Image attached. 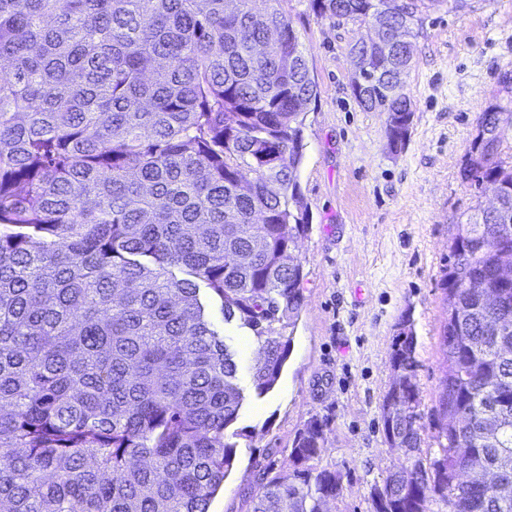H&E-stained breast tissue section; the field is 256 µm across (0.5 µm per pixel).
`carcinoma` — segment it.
I'll use <instances>...</instances> for the list:
<instances>
[{
	"label": "carcinoma",
	"instance_id": "obj_1",
	"mask_svg": "<svg viewBox=\"0 0 512 512\" xmlns=\"http://www.w3.org/2000/svg\"><path fill=\"white\" fill-rule=\"evenodd\" d=\"M281 0H0V505L8 512H208L236 460L227 430L245 400L236 352L213 328L249 330L254 392L277 384L302 305L309 232L297 171L317 85ZM310 0L371 24L389 55L356 43L358 103L407 138L408 38L425 3ZM512 73L500 79L461 164L499 208L460 224L451 252L498 289V231L512 233ZM447 375L432 438L412 329L392 345L385 442L415 467L373 488L375 512H457L456 449L512 471V308L495 317L466 289L447 302ZM405 397L390 406L393 393ZM311 420L293 470L258 486L251 512H322L341 476ZM469 512H512V481L472 485Z\"/></svg>",
	"mask_w": 512,
	"mask_h": 512
}]
</instances>
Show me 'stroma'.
<instances>
[{
	"instance_id": "obj_1",
	"label": "stroma",
	"mask_w": 512,
	"mask_h": 512,
	"mask_svg": "<svg viewBox=\"0 0 512 512\" xmlns=\"http://www.w3.org/2000/svg\"><path fill=\"white\" fill-rule=\"evenodd\" d=\"M299 34L317 98L308 107L298 181L311 226L299 242L303 302L277 385L255 396L250 331L225 323L208 288L211 319L238 351L246 401L237 457L209 512H250L265 478L290 468L295 437L321 424L326 450L313 460L342 478L324 512H374L372 489L401 462L389 450L381 403L392 380L389 353L410 321L419 361L424 421H431L448 374L440 349L448 319L441 279L463 214L487 206L460 175L479 116L512 71V0H465L423 11L415 29L406 92L410 133L388 147L387 115L365 110L351 88V47L369 36L351 21L318 15L309 0H282Z\"/></svg>"
}]
</instances>
